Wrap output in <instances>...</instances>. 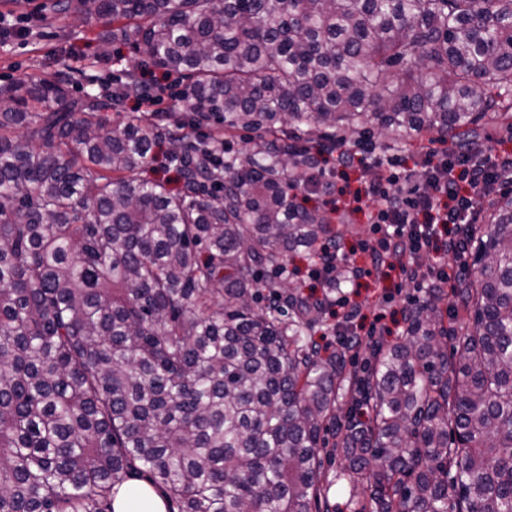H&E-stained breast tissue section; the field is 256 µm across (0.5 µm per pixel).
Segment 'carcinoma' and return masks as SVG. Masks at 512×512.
Instances as JSON below:
<instances>
[{"label":"carcinoma","mask_w":512,"mask_h":512,"mask_svg":"<svg viewBox=\"0 0 512 512\" xmlns=\"http://www.w3.org/2000/svg\"><path fill=\"white\" fill-rule=\"evenodd\" d=\"M54 9L188 82L197 123L258 141L232 154L123 111L146 92L132 72L79 98L68 68L0 84V512H112L133 479L166 512H312L330 424L353 512H512V196L466 230L472 276L424 289L361 376L315 340L347 267L320 299L288 283L294 257L341 247L299 202L311 152L512 130V0ZM162 143L178 192L142 177ZM353 384L366 419L341 422Z\"/></svg>","instance_id":"obj_1"}]
</instances>
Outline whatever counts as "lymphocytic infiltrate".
Here are the masks:
<instances>
[{
    "mask_svg": "<svg viewBox=\"0 0 512 512\" xmlns=\"http://www.w3.org/2000/svg\"><path fill=\"white\" fill-rule=\"evenodd\" d=\"M377 172L353 196L354 202L375 199L368 222L375 236L366 250L373 271H394L399 278L424 288H444L454 274L443 254L463 261L459 228L475 224L483 203L512 188V157L464 156L452 160L427 154L425 190L411 186L394 161L376 158Z\"/></svg>",
    "mask_w": 512,
    "mask_h": 512,
    "instance_id": "1",
    "label": "lymphocytic infiltrate"
}]
</instances>
